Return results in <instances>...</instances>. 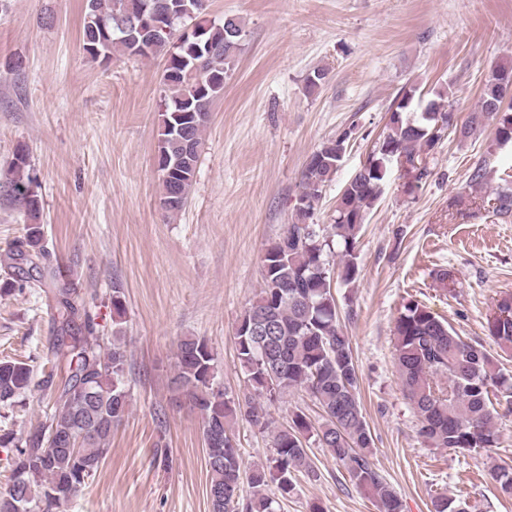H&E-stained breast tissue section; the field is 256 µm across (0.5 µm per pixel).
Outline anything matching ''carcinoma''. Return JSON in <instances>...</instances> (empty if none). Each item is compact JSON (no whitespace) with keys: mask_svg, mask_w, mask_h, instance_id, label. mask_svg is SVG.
Here are the masks:
<instances>
[{"mask_svg":"<svg viewBox=\"0 0 512 512\" xmlns=\"http://www.w3.org/2000/svg\"><path fill=\"white\" fill-rule=\"evenodd\" d=\"M118 2L85 0L83 49L93 60L167 57L160 79L156 159L160 206L174 216L188 202L211 106L224 94V79L242 49L240 42L225 44V27L230 24L244 34L246 23L235 15L209 18L208 0H149L167 4L172 17L169 32L145 38L117 28ZM189 28L201 31V37L184 35ZM511 91L512 66H497L461 125L448 111L454 100L447 93L417 98L415 91L406 92L389 110L387 132L345 184L330 226L309 220L340 168L352 132L326 140L310 154L295 218L266 249L260 293L238 320L236 344L251 386L244 397L250 423L269 428L267 406L295 391L319 405L322 422L313 426L299 410L275 429L272 454L248 475L254 493L241 501V453L228 434L237 407L213 388L217 357L206 339H180L171 384L201 414L211 512H277V501L267 493L270 486L284 496L294 489L297 475L316 476L307 448L311 438L346 467L379 512H402L399 497L372 462L374 440L358 397V369L332 290L335 266L342 265L343 282L357 279L358 233L382 193L388 164L400 157L413 163L418 153L433 151L447 131L467 138L489 119L495 121L497 142H512V103L505 104ZM31 184L21 176L14 182L30 224L8 251L17 274L15 281L5 283L7 288L31 286L35 277L46 274L57 277L41 244L42 202ZM494 202V215H512V191H496ZM54 299L60 325L53 355L66 362V375L58 380L51 371L36 383L27 363L0 360V407L13 406L35 387L53 400L52 413L38 431L24 439L0 435L1 448H14L0 501L15 489V503L23 512H53L74 498L98 471L110 451L112 428L129 408L121 328L104 349L93 336L91 315L69 283L57 282ZM487 324L499 348L511 352L512 297L496 301ZM394 352L404 395L419 421L418 435L429 447L465 454L499 445L504 417L499 408L512 413V376L483 345L464 340L445 319L409 301L394 325ZM490 476L502 494L512 496L511 468L497 465Z\"/></svg>","mask_w":512,"mask_h":512,"instance_id":"1","label":"carcinoma"}]
</instances>
